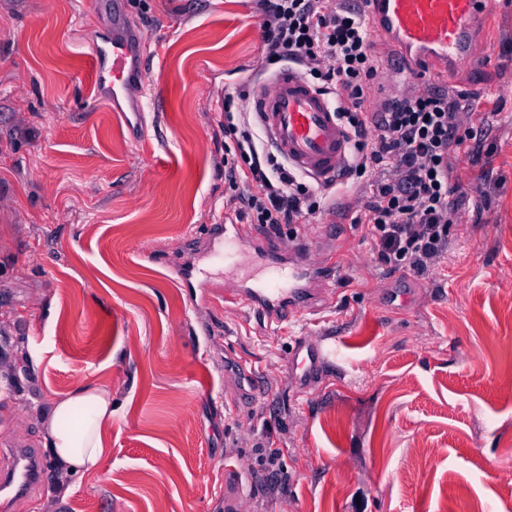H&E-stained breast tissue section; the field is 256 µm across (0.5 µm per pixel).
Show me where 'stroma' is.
I'll return each mask as SVG.
<instances>
[{"label":"stroma","mask_w":512,"mask_h":512,"mask_svg":"<svg viewBox=\"0 0 512 512\" xmlns=\"http://www.w3.org/2000/svg\"><path fill=\"white\" fill-rule=\"evenodd\" d=\"M263 8L124 0L160 46L134 136L89 87L84 45L112 32L94 0H0V375L20 402L0 418V470L9 448H39L47 397L105 384L110 454L65 512H512V0L488 12L491 59L432 82L479 131L450 158L447 249L421 274L381 265L354 223L366 177L337 214L281 227L334 269L325 304L280 324L225 303L237 277L208 258L224 89L275 71ZM306 331L338 353L304 392L289 354ZM253 365L267 386L247 398Z\"/></svg>","instance_id":"stroma-1"}]
</instances>
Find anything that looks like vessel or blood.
<instances>
[{"instance_id": "vessel-or-blood-1", "label": "vessel or blood", "mask_w": 512, "mask_h": 512, "mask_svg": "<svg viewBox=\"0 0 512 512\" xmlns=\"http://www.w3.org/2000/svg\"><path fill=\"white\" fill-rule=\"evenodd\" d=\"M492 0H365L372 28L382 48L398 59L401 70L442 77L486 56L477 27ZM91 89L113 111L129 103L143 117L141 90L147 45L140 34L94 36L87 45ZM250 106L277 153L317 183L336 180L352 151V138L326 94L298 71L286 68L255 86ZM215 256L225 260L251 250L262 255L260 274L245 278L228 299L241 307L285 321L320 302L326 295L324 265L311 268L283 259L282 243L259 238L233 225L215 239ZM336 354L335 344L319 336H303L293 357L301 389H310ZM13 467L0 476V506L10 507L42 474L41 462L22 448L12 451Z\"/></svg>"}]
</instances>
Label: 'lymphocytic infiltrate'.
<instances>
[{"label":"lymphocytic infiltrate","instance_id":"1","mask_svg":"<svg viewBox=\"0 0 512 512\" xmlns=\"http://www.w3.org/2000/svg\"><path fill=\"white\" fill-rule=\"evenodd\" d=\"M267 59L303 67L334 99L353 148L339 182L313 185L265 149L249 113L224 95V175L227 206L252 223L275 230L306 224L338 207L347 184L377 173L359 224L379 259L395 270L424 272L448 245L451 153L474 138L463 126L458 100L421 87L376 112L364 108L380 62L372 52L364 11L351 0H265L262 20Z\"/></svg>","mask_w":512,"mask_h":512}]
</instances>
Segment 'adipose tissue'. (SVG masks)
<instances>
[{
  "mask_svg": "<svg viewBox=\"0 0 512 512\" xmlns=\"http://www.w3.org/2000/svg\"><path fill=\"white\" fill-rule=\"evenodd\" d=\"M40 444L55 462L54 483L44 512H59L75 476L97 473L109 450L106 433L112 426V390L86 384L51 398L38 412Z\"/></svg>",
  "mask_w": 512,
  "mask_h": 512,
  "instance_id": "ef3b65f1",
  "label": "adipose tissue"
}]
</instances>
